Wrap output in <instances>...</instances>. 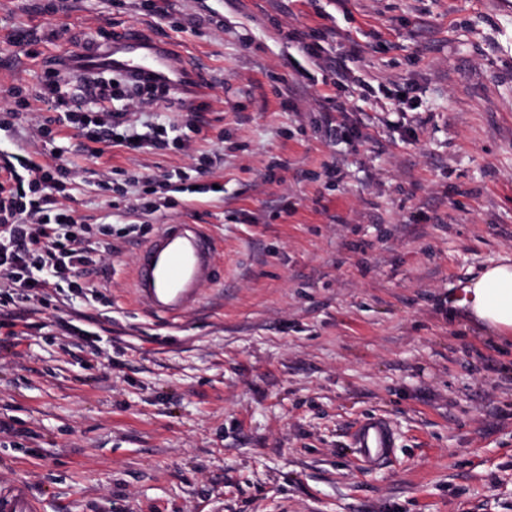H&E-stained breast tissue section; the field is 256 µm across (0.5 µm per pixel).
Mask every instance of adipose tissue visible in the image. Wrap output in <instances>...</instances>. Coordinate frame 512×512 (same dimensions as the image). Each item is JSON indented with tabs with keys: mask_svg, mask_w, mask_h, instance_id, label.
<instances>
[{
	"mask_svg": "<svg viewBox=\"0 0 512 512\" xmlns=\"http://www.w3.org/2000/svg\"><path fill=\"white\" fill-rule=\"evenodd\" d=\"M463 305L491 331L512 334V258L485 268L463 289Z\"/></svg>",
	"mask_w": 512,
	"mask_h": 512,
	"instance_id": "obj_1",
	"label": "adipose tissue"
}]
</instances>
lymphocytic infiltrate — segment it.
<instances>
[{"mask_svg": "<svg viewBox=\"0 0 512 512\" xmlns=\"http://www.w3.org/2000/svg\"><path fill=\"white\" fill-rule=\"evenodd\" d=\"M78 76L67 60L45 72L38 100L48 116L42 135L52 132V113L61 112L79 129L84 149L96 157L102 146L114 145L131 152L159 151L170 146L165 125L135 134L130 123L134 108L169 101L166 88L148 85L146 91L131 92L116 78L86 80L89 95H71L66 88ZM11 188L0 187V307L10 302L30 305L43 301L48 290L70 289L73 295L98 301L102 293L93 279L101 250L111 238V225L89 224L60 207L57 196L69 176L65 165H0ZM154 177L135 175L127 185L102 182L103 191L131 197L133 208L154 213L176 206L175 198H159Z\"/></svg>", "mask_w": 512, "mask_h": 512, "instance_id": "1", "label": "lymphocytic infiltrate"}]
</instances>
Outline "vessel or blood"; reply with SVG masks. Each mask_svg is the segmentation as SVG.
I'll list each match as a JSON object with an SVG mask.
<instances>
[{"mask_svg": "<svg viewBox=\"0 0 512 512\" xmlns=\"http://www.w3.org/2000/svg\"><path fill=\"white\" fill-rule=\"evenodd\" d=\"M72 58L76 72L86 76L114 73L175 93L202 86L196 70L176 50L138 27L119 32L110 48L80 47ZM221 275L218 247L206 225L174 222L160 225L140 246L131 288L136 301L153 314L177 318L198 308L204 287L217 284ZM351 438L367 471L380 468L396 446L391 425L381 417L361 419ZM0 512H41V507L23 483L15 482L0 487Z\"/></svg>", "mask_w": 512, "mask_h": 512, "instance_id": "obj_1", "label": "vessel or blood"}]
</instances>
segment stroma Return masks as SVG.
I'll use <instances>...</instances> for the list:
<instances>
[{
	"label": "stroma",
	"instance_id": "obj_1",
	"mask_svg": "<svg viewBox=\"0 0 512 512\" xmlns=\"http://www.w3.org/2000/svg\"><path fill=\"white\" fill-rule=\"evenodd\" d=\"M129 27L209 81L198 132L163 111L189 147L41 137L43 72ZM326 28L314 61L286 38ZM355 48L366 100L328 67ZM0 120V163L67 165L75 216L195 221L224 264L165 322L129 288L140 238H116L104 302L50 292L26 333L0 310L1 485L43 512H512V339L459 304L512 256V0H0ZM173 170L178 205L151 215L99 186ZM370 414L396 437L376 471L350 446Z\"/></svg>",
	"mask_w": 512,
	"mask_h": 512
}]
</instances>
